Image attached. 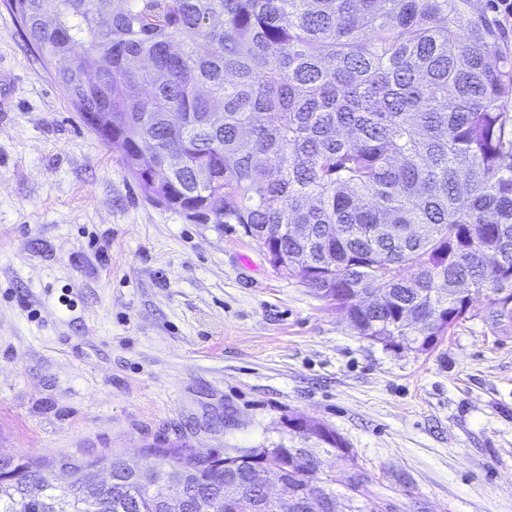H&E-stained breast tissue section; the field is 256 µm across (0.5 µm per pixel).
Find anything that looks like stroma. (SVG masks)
I'll use <instances>...</instances> for the list:
<instances>
[{"label": "stroma", "mask_w": 512, "mask_h": 512, "mask_svg": "<svg viewBox=\"0 0 512 512\" xmlns=\"http://www.w3.org/2000/svg\"><path fill=\"white\" fill-rule=\"evenodd\" d=\"M0 0V456L254 448L317 420L393 512H512V335L354 334L239 224L149 201Z\"/></svg>", "instance_id": "1"}]
</instances>
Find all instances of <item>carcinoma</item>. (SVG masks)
I'll return each mask as SVG.
<instances>
[{"label":"carcinoma","instance_id":"carcinoma-1","mask_svg":"<svg viewBox=\"0 0 512 512\" xmlns=\"http://www.w3.org/2000/svg\"><path fill=\"white\" fill-rule=\"evenodd\" d=\"M55 82L103 130L142 193L197 221L279 233L277 270L343 309L358 336L427 351L487 297L512 335V54L472 0H11ZM179 154L155 188L141 178ZM292 224L307 234L296 237ZM385 288L380 309L361 305ZM444 307L423 331L397 314ZM290 455H336L348 512L368 508L366 474L340 436L288 435ZM134 474L114 453L51 464L0 457V512H162L156 470L193 494L183 512H304L336 500V475L288 471V504L226 497L246 462L191 463L145 448ZM109 461L112 481L97 480Z\"/></svg>","mask_w":512,"mask_h":512}]
</instances>
